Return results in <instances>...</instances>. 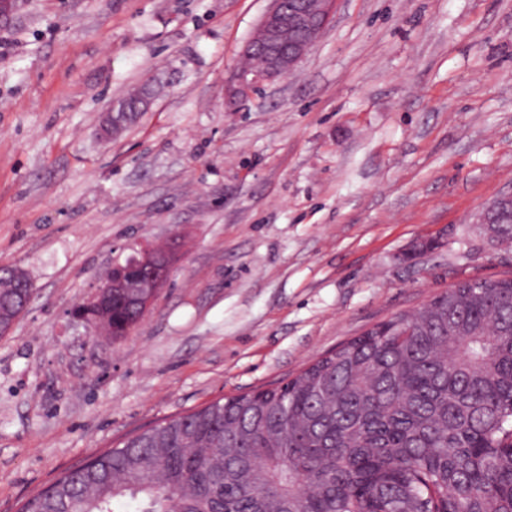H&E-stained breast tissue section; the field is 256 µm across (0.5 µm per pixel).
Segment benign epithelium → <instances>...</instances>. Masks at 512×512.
<instances>
[{
	"label": "benign epithelium",
	"instance_id": "benign-epithelium-1",
	"mask_svg": "<svg viewBox=\"0 0 512 512\" xmlns=\"http://www.w3.org/2000/svg\"><path fill=\"white\" fill-rule=\"evenodd\" d=\"M337 0H301L293 9L285 0H271V7L261 19L245 46L247 55L259 59L253 70L242 71L227 91V102L249 97L265 84L296 70L329 22ZM288 27L303 32L302 39L284 46L282 31ZM173 268V250L142 245L128 262L117 264L97 286L88 303L102 305L112 298V289L121 285L138 289L142 309H147L158 289L168 280Z\"/></svg>",
	"mask_w": 512,
	"mask_h": 512
}]
</instances>
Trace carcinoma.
<instances>
[{"mask_svg": "<svg viewBox=\"0 0 512 512\" xmlns=\"http://www.w3.org/2000/svg\"><path fill=\"white\" fill-rule=\"evenodd\" d=\"M479 225L512 243V209ZM19 299L0 283V306ZM83 314L114 338L132 293ZM512 512V275L450 286L272 388L171 418L21 512Z\"/></svg>", "mask_w": 512, "mask_h": 512, "instance_id": "carcinoma-1", "label": "carcinoma"}]
</instances>
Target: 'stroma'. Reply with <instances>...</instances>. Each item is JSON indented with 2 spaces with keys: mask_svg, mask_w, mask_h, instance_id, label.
<instances>
[{
  "mask_svg": "<svg viewBox=\"0 0 512 512\" xmlns=\"http://www.w3.org/2000/svg\"><path fill=\"white\" fill-rule=\"evenodd\" d=\"M269 6L21 0L0 25V268L34 285L0 336V512L512 272V245L470 229L512 188V0H339L292 74L226 106ZM149 76V111L101 139ZM145 243L175 263L131 335L74 321Z\"/></svg>",
  "mask_w": 512,
  "mask_h": 512,
  "instance_id": "obj_1",
  "label": "stroma"
}]
</instances>
